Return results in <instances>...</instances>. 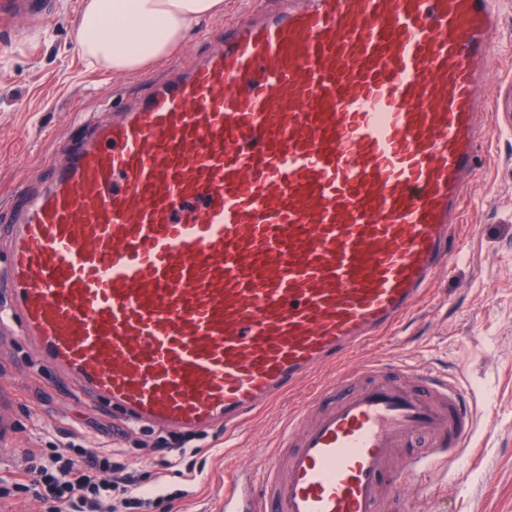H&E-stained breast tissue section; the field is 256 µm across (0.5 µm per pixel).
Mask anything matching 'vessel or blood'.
Instances as JSON below:
<instances>
[{"label": "vessel or blood", "mask_w": 512, "mask_h": 512, "mask_svg": "<svg viewBox=\"0 0 512 512\" xmlns=\"http://www.w3.org/2000/svg\"><path fill=\"white\" fill-rule=\"evenodd\" d=\"M501 0H301L67 146L21 194L0 335L112 405L116 428L246 420L416 308L476 174ZM50 0H0L31 23ZM382 362L315 389L224 512H383L466 451L458 375Z\"/></svg>", "instance_id": "b4317fda"}]
</instances>
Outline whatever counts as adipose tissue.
<instances>
[{"mask_svg":"<svg viewBox=\"0 0 512 512\" xmlns=\"http://www.w3.org/2000/svg\"><path fill=\"white\" fill-rule=\"evenodd\" d=\"M224 0H84L80 51L116 74L168 56Z\"/></svg>","mask_w":512,"mask_h":512,"instance_id":"adipose-tissue-1","label":"adipose tissue"}]
</instances>
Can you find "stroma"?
<instances>
[{"instance_id": "obj_1", "label": "stroma", "mask_w": 512, "mask_h": 512, "mask_svg": "<svg viewBox=\"0 0 512 512\" xmlns=\"http://www.w3.org/2000/svg\"><path fill=\"white\" fill-rule=\"evenodd\" d=\"M56 9L31 38L0 31V213L13 195L45 181L48 162L82 138L84 118L108 119L112 110L143 93L168 66L189 68L219 41L225 26L265 7L267 0H224L223 14L201 21L180 48L130 74L92 67L82 56L83 0H55ZM487 72L491 110L483 117L477 175L465 192L461 242L434 277L412 315L351 356L348 369L384 361L413 370L459 373L472 395L473 447L467 456L437 465L427 489L405 503L407 512H512V130L498 113L501 92L512 88V0H505L493 35ZM327 369L275 399L231 434L195 435L189 470L147 459L152 428L113 430L112 409L86 398L78 381L43 366L22 337L0 343V481L10 480L29 448H50L74 432L85 448L122 449V460L143 489L159 491L152 512H224L226 464H256L273 448L281 423L304 408L313 388L330 383Z\"/></svg>"}]
</instances>
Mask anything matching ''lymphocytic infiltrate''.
I'll use <instances>...</instances> for the list:
<instances>
[{
	"mask_svg": "<svg viewBox=\"0 0 512 512\" xmlns=\"http://www.w3.org/2000/svg\"><path fill=\"white\" fill-rule=\"evenodd\" d=\"M109 448L76 451L74 445L28 449L13 480L0 483V503L34 492L50 512H150L153 500Z\"/></svg>",
	"mask_w": 512,
	"mask_h": 512,
	"instance_id": "f902f5d3",
	"label": "lymphocytic infiltrate"
}]
</instances>
